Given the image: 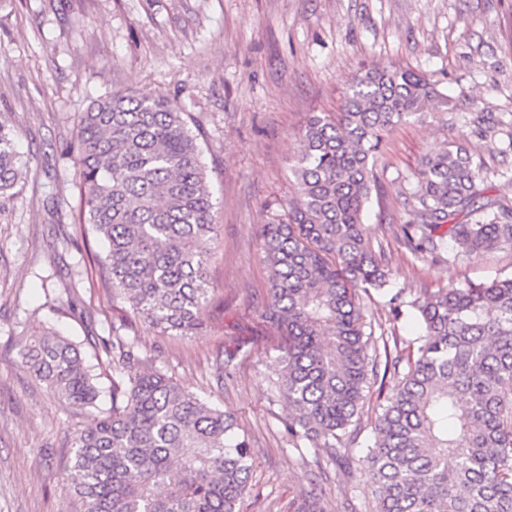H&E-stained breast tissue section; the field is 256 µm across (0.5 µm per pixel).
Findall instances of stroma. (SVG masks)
<instances>
[{"instance_id": "stroma-1", "label": "stroma", "mask_w": 512, "mask_h": 512, "mask_svg": "<svg viewBox=\"0 0 512 512\" xmlns=\"http://www.w3.org/2000/svg\"><path fill=\"white\" fill-rule=\"evenodd\" d=\"M421 72L449 98L447 114L398 126L385 146L382 206L364 222L389 254V293L464 287L512 275V250L474 259L414 258L381 218L405 220L404 193L421 159L465 144L491 169V195L512 205V152H489L472 121L492 114L512 133V0H0V113L14 125L27 182L0 218V512H78L63 474L77 431L95 414L58 400L19 365L21 344L55 327L95 366L98 403L112 404V295L80 251L103 247L79 221L67 148L81 112L114 91L165 95L197 135L215 202L209 263L213 306L192 336L139 323L141 356L202 400L235 415L252 441L248 490L237 512H372V494L322 448H297L288 407L268 377L280 336L264 318L267 269L260 225L282 218L295 194L289 161L314 112H335L373 64ZM73 243L55 250L60 231ZM92 319L57 301L71 270ZM360 304L398 347L420 333L412 316L390 321L383 296ZM94 335L99 345L87 343ZM235 357L217 369L219 352Z\"/></svg>"}]
</instances>
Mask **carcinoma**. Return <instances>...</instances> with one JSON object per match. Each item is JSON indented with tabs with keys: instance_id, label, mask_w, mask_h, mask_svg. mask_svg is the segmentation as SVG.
<instances>
[{
	"instance_id": "1",
	"label": "carcinoma",
	"mask_w": 512,
	"mask_h": 512,
	"mask_svg": "<svg viewBox=\"0 0 512 512\" xmlns=\"http://www.w3.org/2000/svg\"><path fill=\"white\" fill-rule=\"evenodd\" d=\"M448 104L436 82L395 63L367 69L341 110L314 113L292 159L296 196L261 225L268 319L282 336L272 386L294 445L349 463L348 427L381 374L394 385L357 469L376 512H512V276L422 288L409 302L423 334L392 352L359 292L387 294L390 258L363 212L380 183L383 145L403 123ZM16 130L0 120V214L22 196ZM70 152L79 218L107 244L92 254L101 285L139 321L191 336L204 325L215 237L203 151L166 97L114 91L82 113ZM463 146L424 156L405 192L401 239L412 253L476 258L512 249V207ZM131 324L112 322V406L81 344L46 330L19 349L22 368L65 403L96 410L77 432L65 480L81 512H236L251 468L236 418L145 366ZM455 466L448 468V457Z\"/></svg>"
}]
</instances>
